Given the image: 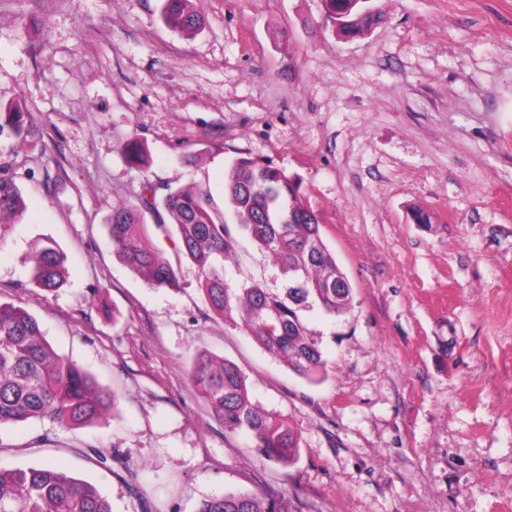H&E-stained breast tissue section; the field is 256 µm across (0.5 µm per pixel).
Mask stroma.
Here are the masks:
<instances>
[{
  "label": "stroma",
  "mask_w": 512,
  "mask_h": 512,
  "mask_svg": "<svg viewBox=\"0 0 512 512\" xmlns=\"http://www.w3.org/2000/svg\"><path fill=\"white\" fill-rule=\"evenodd\" d=\"M163 4L0 0V103L34 122L0 155L26 203L0 233V302L118 398L88 425L0 430V468L74 472L112 512H195L228 488L288 494L298 512H512V0H376L383 23L354 38L321 0H193L189 34ZM133 137L149 167L126 162ZM241 156L299 177L353 288L346 314L306 315L319 381L214 314L166 238L178 290L149 286L104 229L147 179L223 199ZM50 241L68 271L52 294L27 263ZM238 258L229 282L281 287L248 239ZM200 351L293 427L292 463L225 432L190 377Z\"/></svg>",
  "instance_id": "1"
}]
</instances>
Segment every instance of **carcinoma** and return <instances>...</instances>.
Segmentation results:
<instances>
[{
    "instance_id": "obj_1",
    "label": "carcinoma",
    "mask_w": 512,
    "mask_h": 512,
    "mask_svg": "<svg viewBox=\"0 0 512 512\" xmlns=\"http://www.w3.org/2000/svg\"><path fill=\"white\" fill-rule=\"evenodd\" d=\"M192 0H165L163 19L174 30L194 32L203 17ZM323 18L337 35H362L382 21L375 8L359 0H322ZM26 114L0 105V138L28 135ZM141 166L148 152L137 139L123 147ZM25 209L14 178L0 173V226L4 216ZM235 221L231 233L226 214ZM173 236L178 252L199 272V291L224 323L241 329L290 371L310 381L325 373L326 360L305 313H346L352 304L345 279L321 232V220L300 193L296 177L251 157L234 159L224 180V207L210 188L192 192L147 179L136 201L112 209L106 229L119 259L157 288L180 287V270L154 244L149 226ZM246 237L273 258L284 278L281 289L250 278L235 286L226 280V264L237 261V236ZM31 284L46 292L65 282L64 257L53 246L32 256ZM197 391L232 434L248 436L251 447L274 464L293 461L299 442L279 415L251 400L245 374L232 361L209 353L195 356L191 371ZM115 407V396L90 373L57 354L38 319L28 310L0 302V428L48 418L72 427L97 420ZM0 512H112V504L93 484L51 464L0 469ZM197 512H297L284 493L227 490L201 502Z\"/></svg>"
}]
</instances>
